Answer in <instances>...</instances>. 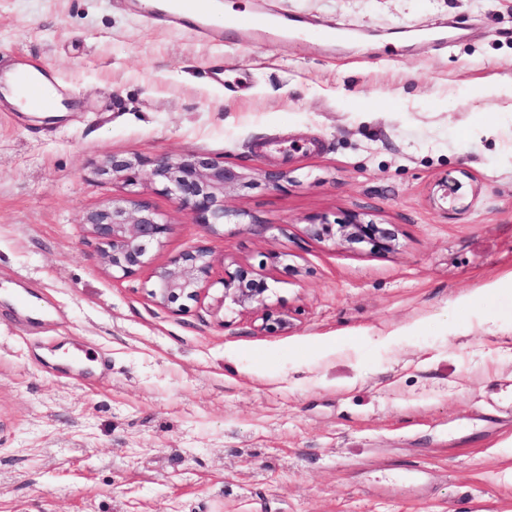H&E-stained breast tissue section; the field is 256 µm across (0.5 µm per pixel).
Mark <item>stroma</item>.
<instances>
[{"mask_svg": "<svg viewBox=\"0 0 512 512\" xmlns=\"http://www.w3.org/2000/svg\"><path fill=\"white\" fill-rule=\"evenodd\" d=\"M220 2L297 31L0 0V71L38 58L72 94L0 107V512H512V0ZM134 154V188L101 174ZM189 154L245 173L244 223L162 191L152 160ZM130 190L170 228L115 279L83 220ZM355 216L394 247L310 233ZM198 245L202 299L154 303ZM240 266L264 308L224 299ZM211 269L212 256L208 248L188 249L152 272L155 287L149 290V295L160 306L180 312L185 309L186 302H197L201 298L207 289Z\"/></svg>", "mask_w": 512, "mask_h": 512, "instance_id": "stroma-1", "label": "stroma"}]
</instances>
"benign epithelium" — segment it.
I'll return each mask as SVG.
<instances>
[{"instance_id":"7a95c632","label":"benign epithelium","mask_w":512,"mask_h":512,"mask_svg":"<svg viewBox=\"0 0 512 512\" xmlns=\"http://www.w3.org/2000/svg\"><path fill=\"white\" fill-rule=\"evenodd\" d=\"M142 164L138 157L112 156L102 165V172L130 186L136 182V171ZM152 176L177 205L189 212L194 223L212 230L217 225L241 224V213L224 206V193L244 183L246 176L233 166L201 155L164 156L153 161ZM87 226L102 244V258L112 272L128 277L147 264L153 247L162 242L169 224L161 214L132 196L114 197L104 208L89 212ZM319 238L340 236L349 244L368 243L390 249L395 230L388 224H375L355 217L346 224L311 225ZM212 269L211 251L198 246L171 258L168 264L152 272L155 287L149 290L154 302L173 312L185 309L186 302L197 301L206 290ZM224 295L239 303L264 305L267 285L239 267L224 271Z\"/></svg>"}]
</instances>
